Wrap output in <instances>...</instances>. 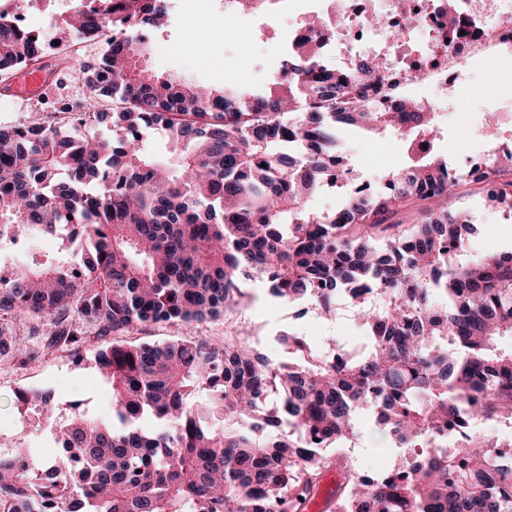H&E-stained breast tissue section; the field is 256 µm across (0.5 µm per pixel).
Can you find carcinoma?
I'll use <instances>...</instances> for the list:
<instances>
[{"label":"carcinoma","instance_id":"1","mask_svg":"<svg viewBox=\"0 0 512 512\" xmlns=\"http://www.w3.org/2000/svg\"><path fill=\"white\" fill-rule=\"evenodd\" d=\"M74 2L50 40L0 15V81L66 57L68 32L96 40L110 26L79 78L112 108L83 113L72 137L46 115L0 127V235L72 224L94 253L80 270L33 257L0 280V363L88 352L112 385V424L77 406L59 415L47 392H17L61 452L0 449V512H297L329 467L318 449L355 439L360 408L404 459L372 477L344 466L333 512H512V457L474 428L512 420V348H502L512 254L457 263L471 224L451 205L461 185L495 209L511 202L512 155L462 175L418 155L383 175L385 192L352 189L340 208L315 213L307 197L351 173L339 169L338 125L413 141L435 130L436 114L414 101L376 108V57L346 73L302 44L262 93L230 83L203 92L145 64L140 32L162 29L167 0ZM264 2L224 0V14ZM156 127L184 142L168 161L141 145ZM255 281L324 314L347 296L370 346L275 366L237 339H126L149 323L216 320ZM37 336L39 349L25 346ZM271 396L281 432L262 436L251 420ZM146 415L157 431L133 427Z\"/></svg>","mask_w":512,"mask_h":512}]
</instances>
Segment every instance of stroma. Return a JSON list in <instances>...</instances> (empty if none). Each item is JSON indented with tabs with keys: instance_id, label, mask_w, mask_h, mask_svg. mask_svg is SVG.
<instances>
[{
	"instance_id": "stroma-1",
	"label": "stroma",
	"mask_w": 512,
	"mask_h": 512,
	"mask_svg": "<svg viewBox=\"0 0 512 512\" xmlns=\"http://www.w3.org/2000/svg\"><path fill=\"white\" fill-rule=\"evenodd\" d=\"M60 10L61 0H0V11L32 30L45 26ZM306 12L307 0H275L260 15L252 18L241 15L230 23L224 16V0H170L168 24L162 32L152 35L146 64L157 73L173 75L195 85L220 88L230 82L246 91L264 90L280 69L291 28ZM187 17L220 38L219 56L210 58L200 50L185 51L184 44L192 28L183 23ZM245 38L252 44V52L246 57L239 50ZM462 72L471 93L453 100L449 112L441 113L434 139L437 154L458 172L486 157L502 143L512 142L511 126L498 127L492 134L485 131L486 114L512 99V51L476 56L463 66ZM56 101H66L83 110L94 99L80 80L58 72L40 95L18 99L0 109V126L23 124L32 114L45 112ZM344 153L347 167L358 180L369 182L375 191L384 187V172L407 166L411 157L405 136L381 137L354 127L345 135ZM452 203L473 216L476 231L468 239L466 254L512 251V213L488 211L482 197L464 186L457 188ZM84 250V242L75 238L71 230L64 229L26 242L19 249L0 247V259L18 263L35 256L75 265L80 263ZM246 291L244 305L219 319L191 330L178 324L150 323L130 334L129 339L139 344L164 343L190 333L218 338L240 336L276 364L300 358L299 353L280 341L281 336L289 333L302 338L315 350L333 341L346 349L357 350L368 342L365 329L355 320L344 297H337L336 309L327 319L315 303L303 301L291 305L274 299L262 284H248ZM21 389L51 390L57 411L64 415L70 414L72 405L76 404L101 420L112 417L110 383L90 366L78 362L73 353L45 352L24 367L1 363L0 434L17 439L40 459L49 455L53 439L48 431L24 421L16 400V393ZM356 420L360 429L356 439L341 449L333 445L325 448V455L332 460L349 461L360 474L369 476L398 465L403 449L395 447L390 438L374 432L370 411H357Z\"/></svg>"
}]
</instances>
